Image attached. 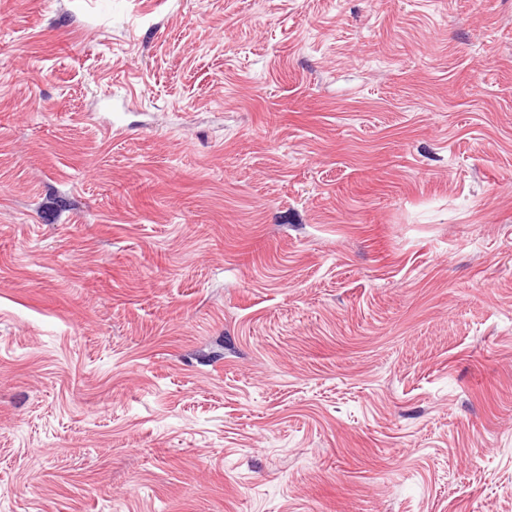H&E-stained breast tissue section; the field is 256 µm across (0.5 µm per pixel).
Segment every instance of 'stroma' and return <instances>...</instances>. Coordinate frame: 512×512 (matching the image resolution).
I'll use <instances>...</instances> for the list:
<instances>
[{
    "mask_svg": "<svg viewBox=\"0 0 512 512\" xmlns=\"http://www.w3.org/2000/svg\"><path fill=\"white\" fill-rule=\"evenodd\" d=\"M0 512H512V0H0Z\"/></svg>",
    "mask_w": 512,
    "mask_h": 512,
    "instance_id": "1",
    "label": "stroma"
}]
</instances>
